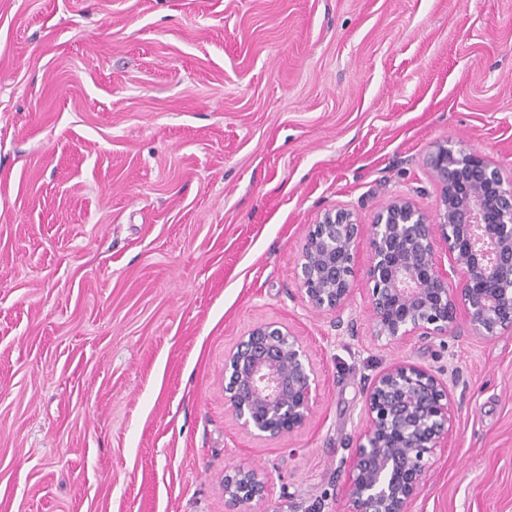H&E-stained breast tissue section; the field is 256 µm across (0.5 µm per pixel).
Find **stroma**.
<instances>
[{"instance_id":"stroma-1","label":"stroma","mask_w":512,"mask_h":512,"mask_svg":"<svg viewBox=\"0 0 512 512\" xmlns=\"http://www.w3.org/2000/svg\"><path fill=\"white\" fill-rule=\"evenodd\" d=\"M512 175V0H0V512H344L368 381L444 373L448 437L412 512H512V333L387 344L363 275L352 330L297 258L328 210L433 211L426 159ZM299 336L306 424L246 433L224 356ZM273 493L272 479L257 469L238 466L224 473V499L228 505L240 507L255 499L268 498Z\"/></svg>"}]
</instances>
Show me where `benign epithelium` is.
<instances>
[{"label": "benign epithelium", "instance_id": "7a95c632", "mask_svg": "<svg viewBox=\"0 0 512 512\" xmlns=\"http://www.w3.org/2000/svg\"><path fill=\"white\" fill-rule=\"evenodd\" d=\"M427 164L440 189L432 213L396 198L367 228L342 207L310 225L298 259L301 297L342 326L366 235L375 336L391 343L430 340L448 335L462 317L473 335L496 339L512 331V176L446 142L433 146ZM319 387L302 341L275 323L254 327L224 356L225 403L256 436L302 428ZM452 408L448 382L421 366L398 360L376 375L365 392L367 425L345 489V512H408L424 483L425 455L448 436ZM273 493L272 479L257 469L224 473V499L232 506Z\"/></svg>", "mask_w": 512, "mask_h": 512}]
</instances>
